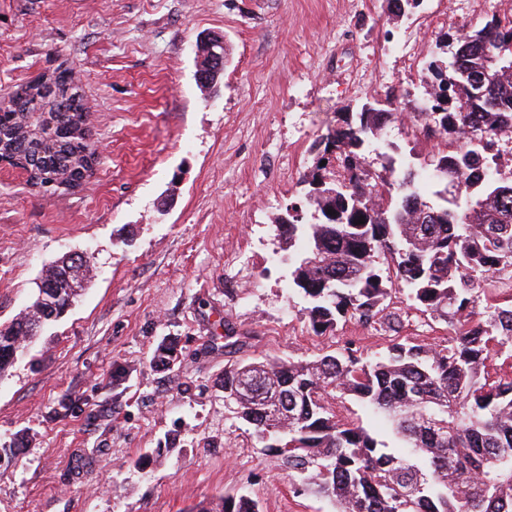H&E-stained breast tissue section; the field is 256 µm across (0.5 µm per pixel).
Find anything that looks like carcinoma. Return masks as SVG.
<instances>
[{
	"label": "carcinoma",
	"instance_id": "obj_1",
	"mask_svg": "<svg viewBox=\"0 0 512 512\" xmlns=\"http://www.w3.org/2000/svg\"><path fill=\"white\" fill-rule=\"evenodd\" d=\"M456 67L430 63L426 129L448 139L438 152L447 175L433 173L421 192L412 163L378 152L390 97L342 112L312 145L306 176L314 224H276L295 249L288 285L307 303L317 336L353 321L399 333L392 293L452 330L432 346L395 337L374 359L352 342L309 361L262 356L224 366L228 409L296 480L293 493L317 494L336 512H512V299L494 292L512 282V175L495 152L512 121V13H494L458 41ZM498 59L501 74L484 93L473 82ZM55 93L30 82L25 111L0 93V156L30 158L38 184L82 174L91 145L74 134L81 97L66 96L70 71L52 72ZM332 210L336 219L327 218ZM365 223H358L359 219ZM34 300L0 329V374L36 336L35 322L59 318L76 301L80 280L56 265L36 283ZM361 402L391 427V445L344 417L339 403ZM193 512H259L247 493L226 494Z\"/></svg>",
	"mask_w": 512,
	"mask_h": 512
}]
</instances>
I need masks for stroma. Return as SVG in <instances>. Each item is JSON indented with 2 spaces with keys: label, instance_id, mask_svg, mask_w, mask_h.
I'll use <instances>...</instances> for the list:
<instances>
[{
  "label": "stroma",
  "instance_id": "1",
  "mask_svg": "<svg viewBox=\"0 0 512 512\" xmlns=\"http://www.w3.org/2000/svg\"><path fill=\"white\" fill-rule=\"evenodd\" d=\"M496 0H0V91L66 64L89 113L95 174L44 193L0 164V328L65 254L95 267L78 301L0 375V512H191L246 491L259 512H335L295 496L294 478L224 411L232 329L239 359L310 360L385 335L347 322L315 336L288 287L271 224L311 213L302 177L338 113L386 93L382 131L427 159L410 123L435 42L480 25ZM224 40L213 94L194 47ZM175 338L177 365L153 362ZM129 375L114 385L115 365Z\"/></svg>",
  "mask_w": 512,
  "mask_h": 512
}]
</instances>
